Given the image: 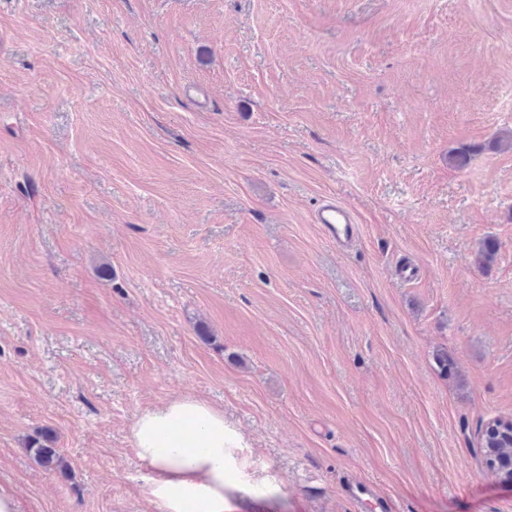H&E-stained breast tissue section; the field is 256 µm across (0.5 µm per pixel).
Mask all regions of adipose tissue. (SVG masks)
I'll use <instances>...</instances> for the list:
<instances>
[{
	"instance_id": "ef3b65f1",
	"label": "adipose tissue",
	"mask_w": 512,
	"mask_h": 512,
	"mask_svg": "<svg viewBox=\"0 0 512 512\" xmlns=\"http://www.w3.org/2000/svg\"><path fill=\"white\" fill-rule=\"evenodd\" d=\"M130 443L150 469L141 492L156 512H228L227 462L245 441L223 411L191 396L174 399L140 412Z\"/></svg>"
}]
</instances>
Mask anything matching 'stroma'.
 Segmentation results:
<instances>
[{
	"mask_svg": "<svg viewBox=\"0 0 512 512\" xmlns=\"http://www.w3.org/2000/svg\"><path fill=\"white\" fill-rule=\"evenodd\" d=\"M510 135L512 0H0V485L156 512L130 428L191 395L249 445L234 512H379L352 481L512 512L478 447L512 418ZM312 222L319 224L327 238L339 247L350 245L358 233L353 214L338 203H320L313 211ZM51 432H45L27 441L26 447L35 462L46 470L63 468V458L57 448Z\"/></svg>",
	"mask_w": 512,
	"mask_h": 512,
	"instance_id": "stroma-1",
	"label": "stroma"
}]
</instances>
